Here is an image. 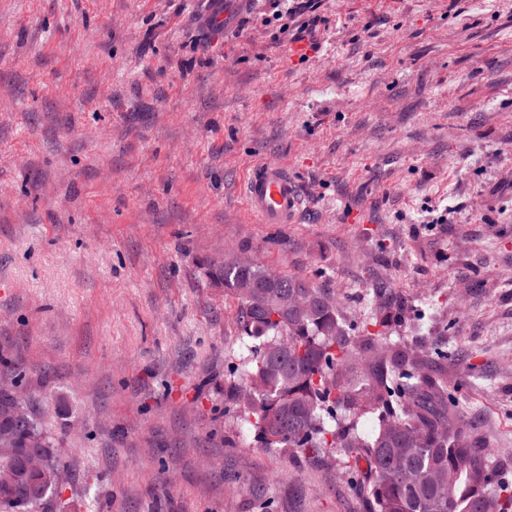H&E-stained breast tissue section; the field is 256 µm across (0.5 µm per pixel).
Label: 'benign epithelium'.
Returning <instances> with one entry per match:
<instances>
[{
    "label": "benign epithelium",
    "instance_id": "benign-epithelium-1",
    "mask_svg": "<svg viewBox=\"0 0 512 512\" xmlns=\"http://www.w3.org/2000/svg\"><path fill=\"white\" fill-rule=\"evenodd\" d=\"M0 389L10 397V400L0 403V439L5 442V447H0V462L4 463V468L0 469V492L7 495L26 484L29 498L34 499L61 481V476L52 473L45 461L60 454L62 449L42 448L36 442L24 448L17 447L12 436V423L26 400L27 388L10 385Z\"/></svg>",
    "mask_w": 512,
    "mask_h": 512
}]
</instances>
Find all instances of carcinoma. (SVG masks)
I'll return each instance as SVG.
<instances>
[{
  "mask_svg": "<svg viewBox=\"0 0 512 512\" xmlns=\"http://www.w3.org/2000/svg\"><path fill=\"white\" fill-rule=\"evenodd\" d=\"M210 276L239 304L227 412L258 447L366 472V512H512L496 453L448 402L445 376L424 370L409 340L419 325L390 284L376 286L380 306L351 321L329 289L252 259L218 262ZM294 295L302 308L290 313ZM366 414L377 416L370 435L359 429ZM16 431L55 445L32 397Z\"/></svg>",
  "mask_w": 512,
  "mask_h": 512,
  "instance_id": "1",
  "label": "carcinoma"
}]
</instances>
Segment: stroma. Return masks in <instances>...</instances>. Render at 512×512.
<instances>
[{
    "mask_svg": "<svg viewBox=\"0 0 512 512\" xmlns=\"http://www.w3.org/2000/svg\"><path fill=\"white\" fill-rule=\"evenodd\" d=\"M0 0V353L66 448L79 512H363L356 478L248 447L224 411L229 255L333 291L391 282L448 341L461 419L512 484V0ZM305 200L262 224L244 183ZM244 1L247 0H210L200 23L211 31H225L233 13L245 5ZM249 213L262 224H290L303 197L296 179L278 162H264L249 176L244 189Z\"/></svg>",
    "mask_w": 512,
    "mask_h": 512,
    "instance_id": "obj_1",
    "label": "stroma"
}]
</instances>
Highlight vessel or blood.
<instances>
[{
    "label": "vessel or blood",
    "mask_w": 512,
    "mask_h": 512,
    "mask_svg": "<svg viewBox=\"0 0 512 512\" xmlns=\"http://www.w3.org/2000/svg\"><path fill=\"white\" fill-rule=\"evenodd\" d=\"M244 0H210L200 22L209 30L222 32ZM249 213L262 224H289L299 212L303 197L296 179L284 165L268 161L257 166L244 189Z\"/></svg>",
    "instance_id": "obj_1"
}]
</instances>
